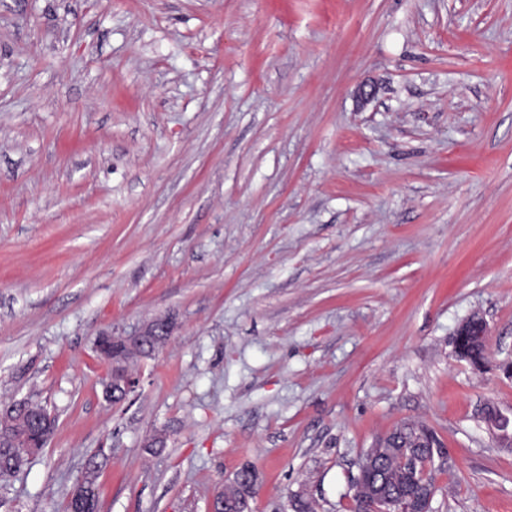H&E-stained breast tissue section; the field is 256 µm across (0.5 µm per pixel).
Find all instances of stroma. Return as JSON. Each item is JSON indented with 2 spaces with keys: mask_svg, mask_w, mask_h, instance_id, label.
Listing matches in <instances>:
<instances>
[{
  "mask_svg": "<svg viewBox=\"0 0 512 512\" xmlns=\"http://www.w3.org/2000/svg\"><path fill=\"white\" fill-rule=\"evenodd\" d=\"M156 317L106 401L96 337ZM510 360L512 0H0V403L57 420L0 512H66L102 447L99 512L246 465L251 512H353L408 420L434 512H512ZM487 325L484 320L476 315L471 316L462 322L454 335V353L461 359L469 363V359L465 357V347L472 342L481 343L486 350V339L488 336Z\"/></svg>",
  "mask_w": 512,
  "mask_h": 512,
  "instance_id": "obj_1",
  "label": "stroma"
}]
</instances>
